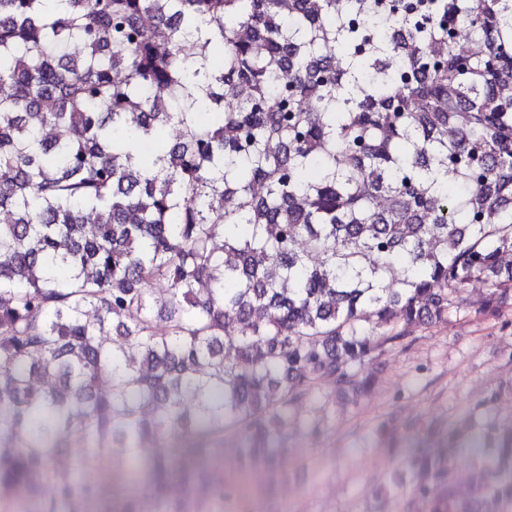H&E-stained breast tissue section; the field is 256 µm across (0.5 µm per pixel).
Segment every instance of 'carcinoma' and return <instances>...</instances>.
<instances>
[{
  "instance_id": "carcinoma-1",
  "label": "carcinoma",
  "mask_w": 512,
  "mask_h": 512,
  "mask_svg": "<svg viewBox=\"0 0 512 512\" xmlns=\"http://www.w3.org/2000/svg\"><path fill=\"white\" fill-rule=\"evenodd\" d=\"M48 2L0 0V512H224L258 466L265 496L268 421L368 392L469 287L512 300V0L379 17L402 54L353 51L366 0ZM71 437L98 482L55 465ZM418 447L426 512H501L448 480L478 434ZM500 448L479 501L512 507ZM234 441L228 439L224 442V448L221 449V458L223 463L221 465H215L209 458H205L202 461V465L212 471V473L218 477L223 478L224 482L227 478H231L234 474Z\"/></svg>"
}]
</instances>
